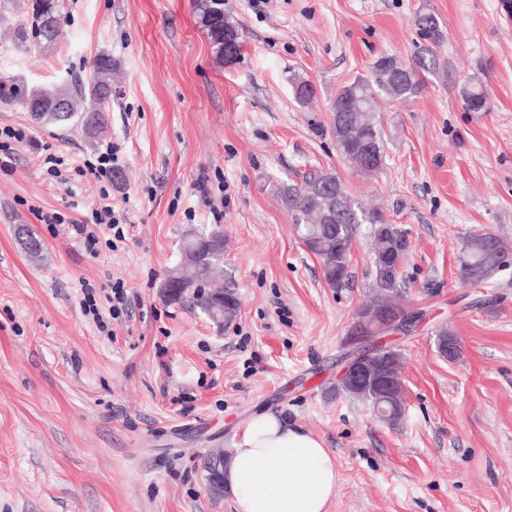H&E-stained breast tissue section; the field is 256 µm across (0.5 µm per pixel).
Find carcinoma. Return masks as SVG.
Returning <instances> with one entry per match:
<instances>
[{"label": "carcinoma", "mask_w": 512, "mask_h": 512, "mask_svg": "<svg viewBox=\"0 0 512 512\" xmlns=\"http://www.w3.org/2000/svg\"><path fill=\"white\" fill-rule=\"evenodd\" d=\"M21 17L16 30L17 40L27 42V28L35 31L39 44L52 46L61 35V5L59 0H22L19 5ZM201 20L217 53L224 54V36L243 41V34L236 21L224 14V0H201ZM417 29L421 39L433 46L443 40L436 17L431 13L418 15ZM436 63L432 50L418 52L409 62L395 55H383L372 65L370 77L357 78L344 85L336 94L331 112L343 106V99H357L358 107L352 113L358 137L367 141L379 154L377 165L358 173L372 176L386 164V151L380 125L374 116L378 99L410 98L419 93L423 85V74ZM112 95V57L101 54L91 63V78L72 85L29 89L15 81L0 78V106H10L23 101H40L49 104L64 99L69 103L66 112L52 111L46 107L32 110L33 117L47 124H65L79 117L85 125L100 129L105 125L104 109ZM465 106L470 112H486L487 99L483 89L467 86L462 91ZM331 133L336 140L340 156L352 163L351 149L343 142L345 130L331 122ZM341 192L342 212L329 223L324 216L335 206L329 196V187ZM279 198L291 215L305 247L322 262L323 276L332 288H343L349 280V265L352 245L361 226L372 242V265L375 273L374 296L367 303L387 312L400 311L393 298L399 293L402 272L394 268L388 272L378 263V252L391 250L404 262L408 248L397 225L381 211L368 209L354 201L341 179L331 171H319L302 176L301 181L286 183L280 187ZM209 242L204 244L191 235L184 242L180 260L167 275L164 287L171 288L173 282L178 291L168 295L167 301L188 305L208 313L214 300L221 296L229 298L228 310L218 309L219 317L230 315L239 308L235 293L227 290L207 291L203 283L206 273L220 262L224 249L223 231L212 228L205 231ZM512 265V243L491 233H476L463 244L458 257L459 279L464 285L474 287L498 284L503 272L501 265Z\"/></svg>", "instance_id": "1"}]
</instances>
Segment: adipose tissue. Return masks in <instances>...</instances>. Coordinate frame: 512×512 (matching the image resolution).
<instances>
[{
    "mask_svg": "<svg viewBox=\"0 0 512 512\" xmlns=\"http://www.w3.org/2000/svg\"><path fill=\"white\" fill-rule=\"evenodd\" d=\"M336 480L331 450L270 413L242 428L224 470L236 512H327Z\"/></svg>",
    "mask_w": 512,
    "mask_h": 512,
    "instance_id": "adipose-tissue-1",
    "label": "adipose tissue"
}]
</instances>
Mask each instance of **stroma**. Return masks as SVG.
I'll return each mask as SVG.
<instances>
[{"label":"stroma","instance_id":"obj_1","mask_svg":"<svg viewBox=\"0 0 512 512\" xmlns=\"http://www.w3.org/2000/svg\"><path fill=\"white\" fill-rule=\"evenodd\" d=\"M224 11L243 31L231 62L197 0H63L55 45L26 51L14 0H0V77L49 87L89 77L99 54L114 63L100 133L0 107V126L29 134L0 152V512H236L209 492L203 462L261 413L334 453L328 512H512V269L498 287L470 288L457 263L473 231L512 241V18L500 0H224ZM423 12L443 34L436 65L416 96L380 101L387 164L361 175L336 150L332 104L379 56L418 51ZM471 84L489 111L466 110ZM108 141L120 157L107 189L130 229L92 254L50 218H89L99 183H56L42 161ZM316 169L411 242L399 302L414 322L393 340L406 411L393 426L336 390L372 295L369 238L355 239L348 286L330 287L277 195ZM216 226L221 284L239 299L220 333L162 295L185 234ZM118 281L128 308L106 335L83 291L105 312ZM444 327L452 359L438 349Z\"/></svg>","mask_w":512,"mask_h":512}]
</instances>
